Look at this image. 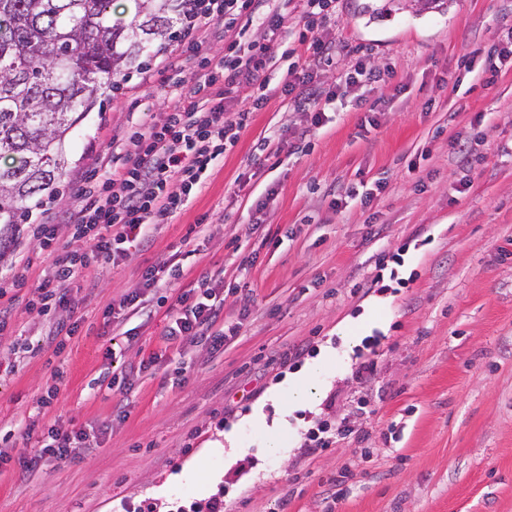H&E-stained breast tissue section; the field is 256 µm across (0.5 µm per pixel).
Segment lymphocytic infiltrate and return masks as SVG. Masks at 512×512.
<instances>
[{
    "label": "lymphocytic infiltrate",
    "mask_w": 512,
    "mask_h": 512,
    "mask_svg": "<svg viewBox=\"0 0 512 512\" xmlns=\"http://www.w3.org/2000/svg\"><path fill=\"white\" fill-rule=\"evenodd\" d=\"M343 0H199L185 14L184 36L191 53L165 111L146 112L123 138L122 162H103L79 185L78 205L66 227L34 225L33 250L52 257L51 266L29 289L28 307L49 319L45 345L62 353L78 334L81 318L75 288H94L100 272L126 261L135 246H146L152 226L171 223L200 193L214 163L237 145L255 112L270 96L276 70L286 74L280 92L306 123L280 127L260 138L265 161L281 162L284 140H305L322 128L327 112L352 102L378 127L379 100L372 93L392 72L371 64L363 51L336 35ZM221 23L224 49L207 50L201 31ZM183 276L169 259L144 269L140 288L123 307L143 315L169 311L168 340L187 336L224 348L217 326L224 312V282L200 276L175 304L157 293ZM106 427L86 430L53 422L33 450L21 452L18 474L26 476L45 459L70 460L105 436Z\"/></svg>",
    "instance_id": "f902f5d3"
}]
</instances>
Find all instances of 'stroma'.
Here are the masks:
<instances>
[{"instance_id":"obj_1","label":"stroma","mask_w":512,"mask_h":512,"mask_svg":"<svg viewBox=\"0 0 512 512\" xmlns=\"http://www.w3.org/2000/svg\"><path fill=\"white\" fill-rule=\"evenodd\" d=\"M511 29L512 0H344L338 37L367 46L405 86L379 88L389 107L377 129L364 133L362 110L349 106L307 146L288 139L279 166L254 165L259 137L306 120L273 95L187 209L105 272L60 356L41 350L48 322L18 298L0 335V361L16 365L0 376V431L37 433L56 419L110 429L100 447L28 477L0 466V512H135L145 499L177 512L216 498L223 512H270L282 499L288 512H512V68L488 85L461 64ZM185 56V44H167L152 57L154 79L130 70L83 115L57 195L0 250V271L32 255L31 224L74 208L82 177L111 158L134 113L164 111L161 81ZM474 133L467 172L448 144ZM361 181L386 185L373 210L336 211L322 197ZM272 187L255 223L253 204ZM204 215L213 224L198 226ZM187 237L198 240L189 255L179 251ZM385 254L401 266L380 268ZM173 256L184 274L169 298L223 273L224 321L242 324L223 352L168 341L165 311L121 310L143 268ZM32 257L34 284L52 260ZM369 336L377 367L364 380L355 367ZM16 341L30 350L14 359ZM152 354L150 369L130 373ZM304 369L315 391L295 409L284 380ZM56 370L58 400L39 407ZM104 377L125 385L126 416L97 388ZM342 422L351 434L312 452L309 431ZM211 442L223 452L204 453Z\"/></svg>"}]
</instances>
